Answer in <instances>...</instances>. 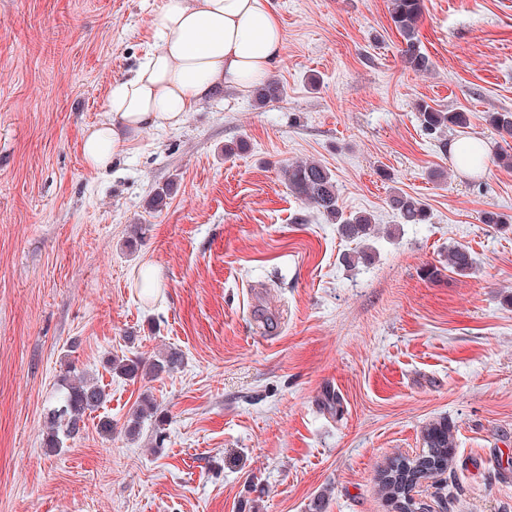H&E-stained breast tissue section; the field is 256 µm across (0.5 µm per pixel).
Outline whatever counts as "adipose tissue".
I'll list each match as a JSON object with an SVG mask.
<instances>
[{"label":"adipose tissue","mask_w":512,"mask_h":512,"mask_svg":"<svg viewBox=\"0 0 512 512\" xmlns=\"http://www.w3.org/2000/svg\"><path fill=\"white\" fill-rule=\"evenodd\" d=\"M153 44L114 82L103 117L81 134L85 166L107 170L152 128L179 127L216 89H251L279 61L283 36L271 0H162Z\"/></svg>","instance_id":"obj_1"}]
</instances>
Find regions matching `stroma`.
I'll return each instance as SVG.
<instances>
[{"mask_svg": "<svg viewBox=\"0 0 512 512\" xmlns=\"http://www.w3.org/2000/svg\"><path fill=\"white\" fill-rule=\"evenodd\" d=\"M161 2L0 0V512H393L379 469L443 418L457 448L427 512H512V168L485 121L512 111V0H425L420 73L389 0H271L277 99L219 89L92 172L81 131ZM422 100L471 112L447 138L487 143L480 173L424 134ZM301 160L332 172L345 213L373 215L368 260L345 263L356 243L289 190ZM395 191L428 222L399 223ZM453 244L471 276L449 270ZM170 349L182 365L153 380L105 368ZM71 364L109 397L53 454L45 413ZM146 395L160 443L125 433ZM475 265L472 253L464 246L453 245L448 248V268L460 276L471 274Z\"/></svg>", "mask_w": 512, "mask_h": 512, "instance_id": "stroma-1", "label": "stroma"}]
</instances>
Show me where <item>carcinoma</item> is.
Returning <instances> with one entry per match:
<instances>
[{
	"mask_svg": "<svg viewBox=\"0 0 512 512\" xmlns=\"http://www.w3.org/2000/svg\"><path fill=\"white\" fill-rule=\"evenodd\" d=\"M424 11V0H390L391 20L404 41L402 58L416 72L429 69L428 56L422 52L418 40V25ZM261 102L279 97L280 86L270 80L255 90ZM423 132L437 139L454 128H467L471 124V113L465 110L443 111L421 101L416 104ZM485 121L500 136L512 138V111L491 112ZM289 189L301 200L313 206L329 223L337 225L339 233L346 239L363 241L376 232L371 214L357 212L345 214L339 206L336 179L330 170L317 161H297L282 169ZM390 207L396 212L401 224H424L428 221L425 204L417 197L397 191L390 196ZM475 265L472 253L464 246L448 248V269L460 276L471 274ZM182 362L180 353L169 352L157 359L142 357H112L107 359L110 370L128 380L139 377H156L170 372ZM108 398L105 388L84 372L70 367L64 377L62 390L55 405L47 412L44 447L49 453L64 448L68 441L81 436L86 428L85 419L101 408ZM150 422L155 439L165 437L166 417L158 412L152 398L146 396L137 405L129 419L125 433L130 437L140 434L145 422ZM424 451L415 457L403 454L388 460L386 468L378 472L379 485L383 493L393 501L399 512H414L418 504L407 497V489L431 476L444 472L452 461L456 448L453 427L446 420L432 422L423 434Z\"/></svg>",
	"mask_w": 512,
	"mask_h": 512,
	"instance_id": "carcinoma-1",
	"label": "carcinoma"
}]
</instances>
